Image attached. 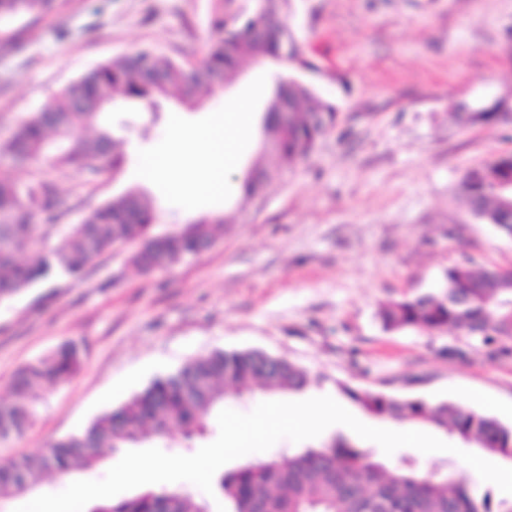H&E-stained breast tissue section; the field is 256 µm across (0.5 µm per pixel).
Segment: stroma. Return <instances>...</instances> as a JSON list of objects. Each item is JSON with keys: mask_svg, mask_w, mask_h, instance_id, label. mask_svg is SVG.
<instances>
[{"mask_svg": "<svg viewBox=\"0 0 512 512\" xmlns=\"http://www.w3.org/2000/svg\"><path fill=\"white\" fill-rule=\"evenodd\" d=\"M256 0H69L37 26L0 23L20 35L0 47V142L68 82L100 62L146 46L203 61L215 10L251 11ZM308 79L338 107L335 131L261 198L241 184L263 149L259 120L280 67L245 60L240 79L188 108L157 112L116 95L97 126L122 143L126 162L95 176L44 161L10 164L19 182L44 175L59 186L60 223L137 187L154 201V233L211 218L215 243L168 269L133 265L134 245L100 257L82 281L62 279L0 303V399L19 368L67 340L83 361L70 380L39 390L26 433L0 443V461L40 454L84 429L154 378L216 349H259L310 375L313 393L338 383L399 399L471 406L484 392L512 405V353L461 332H384L388 302L433 290L463 258L475 268L512 269V239L476 220L458 192L465 172L512 153V127L461 126L458 108L488 107L512 94V0H290L282 14ZM248 97L258 117L237 148L219 195L193 200L140 175L143 158L166 147L174 125L199 127ZM465 472L448 452L397 449L392 462Z\"/></svg>", "mask_w": 512, "mask_h": 512, "instance_id": "obj_1", "label": "stroma"}]
</instances>
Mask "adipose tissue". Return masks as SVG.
I'll list each match as a JSON object with an SVG mask.
<instances>
[{
  "label": "adipose tissue",
  "mask_w": 512,
  "mask_h": 512,
  "mask_svg": "<svg viewBox=\"0 0 512 512\" xmlns=\"http://www.w3.org/2000/svg\"><path fill=\"white\" fill-rule=\"evenodd\" d=\"M250 114V102L241 99L225 108L219 123L196 129L175 126L170 144L145 162L144 178L166 174L181 154L192 148L198 154V167L188 183L171 182V190L178 192L187 187L200 196L223 192L224 174L235 165L234 146L244 135Z\"/></svg>",
  "instance_id": "obj_1"
}]
</instances>
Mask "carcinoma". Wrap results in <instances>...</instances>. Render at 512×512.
I'll return each mask as SVG.
<instances>
[{
    "label": "carcinoma",
    "instance_id": "obj_1",
    "mask_svg": "<svg viewBox=\"0 0 512 512\" xmlns=\"http://www.w3.org/2000/svg\"><path fill=\"white\" fill-rule=\"evenodd\" d=\"M288 0H272L277 9L252 15L229 28L215 13V37L198 68L187 67L152 49L138 47L101 62L62 87L52 101L22 119L12 137L0 143V155L15 163L39 159L60 169L89 175L119 169L125 162L112 135L93 138L80 131L98 121L123 92L148 107L178 91L189 106L204 90L232 81L244 54L259 63L284 66L263 115L266 138L274 144L278 171L307 159L336 127L338 109L323 99L300 73L315 65L300 52L280 17ZM67 0H0V20L26 18L32 23L56 14ZM500 98L489 108L466 112L468 125L500 121ZM271 170L256 166L242 184L246 198L258 196L273 180ZM470 211L512 236V154L498 155L467 171L459 185ZM55 184L37 179L21 184L0 172V301L43 282L82 278L97 258L119 244L137 242L132 261L149 272L167 268L212 246L202 219L179 231L152 232L154 206L146 195L129 190L90 213L78 224H58ZM386 332L424 329L461 331L489 345L512 339V270L475 271L470 260L449 268L436 291L391 302L378 313ZM82 346L63 342L46 356L18 370L12 400L0 399V442L22 435L33 412L23 399L49 381H65L80 369ZM278 362V371L268 363ZM311 385L301 367L260 350H214L176 371L155 378L142 391L92 421L82 431L58 438L38 456L15 457L0 465V502L33 489L43 474L59 477L74 468L94 467L102 450L117 452L150 436L167 438L176 429L187 440L206 431L210 413L224 404V390L238 396L256 390L300 394ZM364 414L410 422L443 431L456 442L512 461V427L459 404H430L397 399L338 385ZM215 494L230 512H512V499H494L491 490L477 495L462 473L422 471L412 459L393 465L372 449L359 448L342 434L320 448L286 457H255L221 473ZM208 505L182 490L161 486L132 498L93 505L89 512H205Z\"/></svg>",
    "mask_w": 512,
    "mask_h": 512
}]
</instances>
